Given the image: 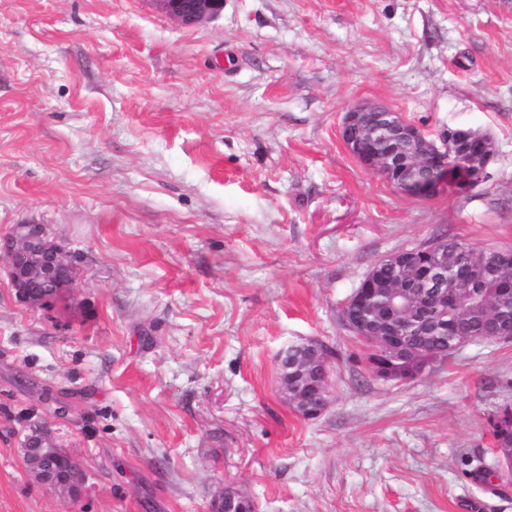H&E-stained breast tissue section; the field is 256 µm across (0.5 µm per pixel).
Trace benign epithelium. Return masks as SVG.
<instances>
[{
  "label": "benign epithelium",
  "mask_w": 512,
  "mask_h": 512,
  "mask_svg": "<svg viewBox=\"0 0 512 512\" xmlns=\"http://www.w3.org/2000/svg\"><path fill=\"white\" fill-rule=\"evenodd\" d=\"M159 8L180 23L191 26L218 16L224 0H154ZM342 140L351 155L363 166L377 172L402 193L427 198L440 187L448 186V158L452 139L474 135L471 128L448 130L441 142L429 138L422 129L401 118L390 107L380 104L358 106L347 112L341 130ZM428 252L429 265L416 269L413 249L401 250L382 258L394 267L413 269L386 288L354 291L344 303L340 317L360 340L378 344L393 357L407 352L415 356L412 375L433 364V356L424 348H415L411 330L400 323L405 318L415 324L433 316V306L426 293L446 295L456 304L487 285L493 286L498 300L496 314L481 321L487 339L512 336V280L500 275L507 265V254L486 269L482 278L454 279L448 276V247L435 239L421 247ZM0 254L7 257L17 299L32 307H44L55 291L71 287L76 280L77 257L51 240L42 224H16L0 242ZM331 361L322 355L319 343L306 341L289 346L278 357L279 389L298 415L311 419L327 408L331 394ZM28 473L64 497L77 498L82 489L80 464H71L53 475L48 464L69 457L46 429L27 438L23 448ZM212 512H255L251 498L227 487L216 496Z\"/></svg>",
  "instance_id": "1"
}]
</instances>
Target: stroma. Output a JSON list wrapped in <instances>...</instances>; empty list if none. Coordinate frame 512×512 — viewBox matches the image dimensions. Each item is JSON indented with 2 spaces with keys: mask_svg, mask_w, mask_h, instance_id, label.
<instances>
[{
  "mask_svg": "<svg viewBox=\"0 0 512 512\" xmlns=\"http://www.w3.org/2000/svg\"><path fill=\"white\" fill-rule=\"evenodd\" d=\"M363 102L431 136L486 132L483 181L407 196L346 150ZM45 225L81 258L65 302L0 261V512H512L488 420L512 341L403 381L339 320L372 265L440 237L512 250V0H224L186 26L153 0H0V239ZM334 353L297 416L277 358ZM83 469L28 476L35 429ZM28 473L36 481L47 485L61 496L77 498L82 489L83 473L80 464L57 444L47 429H41L27 438L22 448ZM70 458L71 464L55 475L47 472L49 463Z\"/></svg>",
  "mask_w": 512,
  "mask_h": 512,
  "instance_id": "1",
  "label": "stroma"
}]
</instances>
